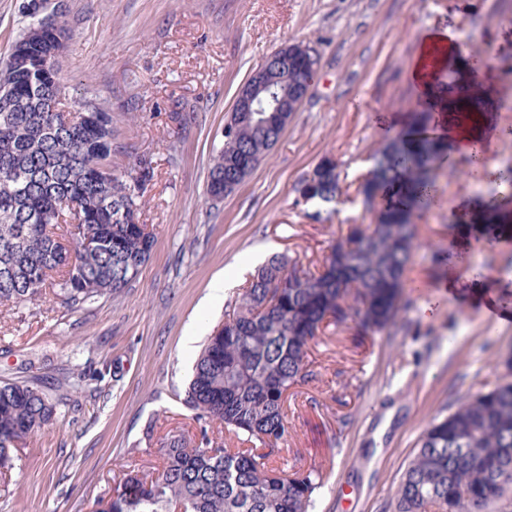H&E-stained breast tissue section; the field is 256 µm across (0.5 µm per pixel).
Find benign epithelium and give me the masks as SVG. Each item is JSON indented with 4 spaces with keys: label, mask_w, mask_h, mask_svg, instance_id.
Returning <instances> with one entry per match:
<instances>
[{
    "label": "benign epithelium",
    "mask_w": 512,
    "mask_h": 512,
    "mask_svg": "<svg viewBox=\"0 0 512 512\" xmlns=\"http://www.w3.org/2000/svg\"><path fill=\"white\" fill-rule=\"evenodd\" d=\"M302 61L308 65L309 75L317 73L320 57L317 50L308 44L293 43L282 46L265 57L254 69L241 88L236 105L238 112H296L308 97L312 79H307L302 93L289 98L277 96L275 90L285 86L288 68Z\"/></svg>",
    "instance_id": "benign-epithelium-1"
}]
</instances>
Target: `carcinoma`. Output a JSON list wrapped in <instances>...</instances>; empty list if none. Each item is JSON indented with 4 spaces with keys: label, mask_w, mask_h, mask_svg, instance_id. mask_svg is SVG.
Masks as SVG:
<instances>
[{
    "label": "carcinoma",
    "mask_w": 512,
    "mask_h": 512,
    "mask_svg": "<svg viewBox=\"0 0 512 512\" xmlns=\"http://www.w3.org/2000/svg\"><path fill=\"white\" fill-rule=\"evenodd\" d=\"M49 0H25L27 20L0 62V304H22L58 288L75 310L118 293L149 260L153 233L140 223L151 162L112 168V115L93 96L64 110L59 57L70 38ZM224 128V147L209 172L208 193L240 185L281 139L286 119L239 112ZM427 115L385 135L371 177L360 184L366 208L383 194L372 224H350L320 269L307 272L274 256L259 267L198 358L184 405L237 438L267 448L232 449L182 438L164 445L161 474L130 472L105 512H308L319 476L285 477L266 459L282 451L288 391L306 382L311 342L350 318L373 332L395 325L406 307V273L418 248L415 218L428 210L427 174L441 162V138L427 135ZM301 196L322 204L343 192L336 165H317ZM77 237L93 250H70ZM55 406L26 381L0 383V469L17 444L41 432ZM512 493V378L434 421L397 492V512H483Z\"/></svg>",
    "instance_id": "carcinoma-1"
}]
</instances>
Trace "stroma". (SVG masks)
Masks as SVG:
<instances>
[{"label":"stroma","mask_w":512,"mask_h":512,"mask_svg":"<svg viewBox=\"0 0 512 512\" xmlns=\"http://www.w3.org/2000/svg\"><path fill=\"white\" fill-rule=\"evenodd\" d=\"M72 32L61 59L69 96L96 93L112 115V166L151 161L140 220L155 237L128 288L77 310L54 290L0 306V381H30L56 410L51 423L0 473V512H89L129 471L158 475L162 446L202 436L223 441L180 402L206 337L246 288L253 257L283 254L319 269L341 227L368 224L357 189L390 119L424 108L413 63L430 35L456 36L442 80L486 94L495 126L487 169L512 157V0H61ZM321 57L312 92L280 141L223 201L207 192L239 87L291 42ZM190 113L180 124L177 113ZM344 193L304 201L300 181L324 160ZM442 204L417 220L408 271L415 300L395 328L368 336L333 325L309 353L308 382L286 404L288 444L269 466L319 472L310 512H396V492L430 422L453 413L500 377L512 322H486L442 279L472 270L512 296V198L490 194L448 152L435 179ZM475 225L466 261L459 224ZM232 283L210 300L211 281ZM431 316H423V305Z\"/></svg>","instance_id":"stroma-1"}]
</instances>
